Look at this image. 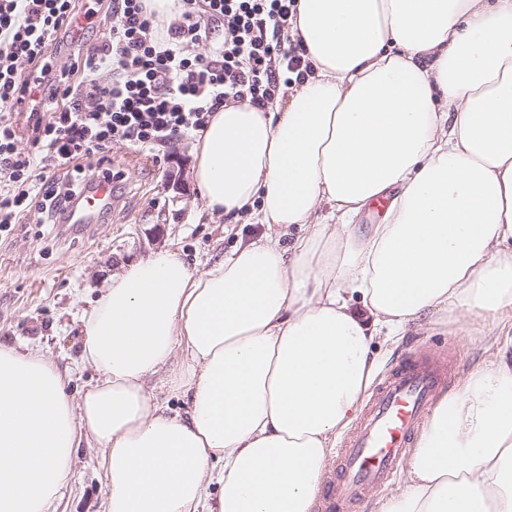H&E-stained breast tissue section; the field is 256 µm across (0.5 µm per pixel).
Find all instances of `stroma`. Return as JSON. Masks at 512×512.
Returning a JSON list of instances; mask_svg holds the SVG:
<instances>
[{"mask_svg":"<svg viewBox=\"0 0 512 512\" xmlns=\"http://www.w3.org/2000/svg\"><path fill=\"white\" fill-rule=\"evenodd\" d=\"M194 135L159 148L160 164L139 160L122 147L111 153L122 205L88 232L61 233L31 211L11 231L0 234V344L41 351L71 369L69 389L80 396L95 379L82 366L81 313L98 297L112 273L154 251L175 247L191 266L230 251L260 233L248 212L238 217L209 213L193 179ZM512 336V314L502 317L449 316L441 323L412 327L393 341L378 342V373L417 348L451 350L457 358L452 388L492 361L495 337ZM102 451L81 444L73 477L49 512H105Z\"/></svg>","mask_w":512,"mask_h":512,"instance_id":"stroma-1","label":"stroma"}]
</instances>
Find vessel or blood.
<instances>
[{
  "label": "vessel or blood",
  "instance_id": "obj_1",
  "mask_svg": "<svg viewBox=\"0 0 512 512\" xmlns=\"http://www.w3.org/2000/svg\"><path fill=\"white\" fill-rule=\"evenodd\" d=\"M116 202L113 182L92 178L72 206L70 221L75 226L99 223ZM452 376L453 362L442 353L423 350L395 362L337 449L339 465L324 478L318 512H352L391 483L412 435Z\"/></svg>",
  "mask_w": 512,
  "mask_h": 512
}]
</instances>
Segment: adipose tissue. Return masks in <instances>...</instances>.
<instances>
[{
    "mask_svg": "<svg viewBox=\"0 0 512 512\" xmlns=\"http://www.w3.org/2000/svg\"><path fill=\"white\" fill-rule=\"evenodd\" d=\"M291 36L312 74L224 105L193 146L206 209L256 205L261 234L202 271L166 249L114 273L82 314L80 400L0 345V512H48L85 439L106 512H311L375 338L512 311V0H298ZM174 357L182 413L145 386ZM377 512H512L511 336Z\"/></svg>",
    "mask_w": 512,
    "mask_h": 512,
    "instance_id": "1",
    "label": "adipose tissue"
}]
</instances>
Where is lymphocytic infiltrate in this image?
<instances>
[{"mask_svg": "<svg viewBox=\"0 0 512 512\" xmlns=\"http://www.w3.org/2000/svg\"><path fill=\"white\" fill-rule=\"evenodd\" d=\"M181 3L164 27L148 0H0V233L33 208L64 223L114 147L154 156L224 103L263 105L311 70L289 36L297 0ZM102 16L109 27L90 42ZM64 51L67 69L53 59Z\"/></svg>", "mask_w": 512, "mask_h": 512, "instance_id": "f902f5d3", "label": "lymphocytic infiltrate"}]
</instances>
